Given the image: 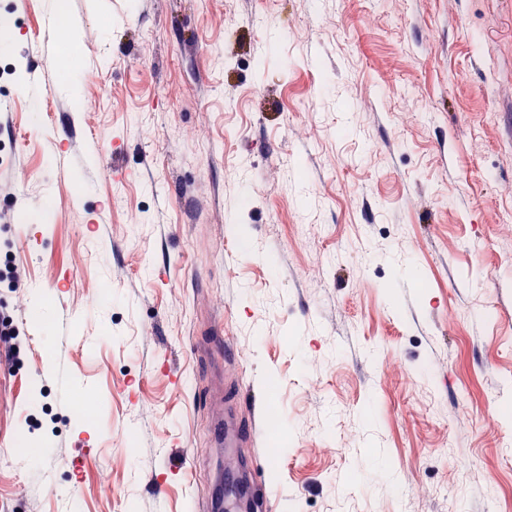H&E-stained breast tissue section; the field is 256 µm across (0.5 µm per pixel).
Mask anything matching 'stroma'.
<instances>
[{
    "label": "stroma",
    "instance_id": "1",
    "mask_svg": "<svg viewBox=\"0 0 512 512\" xmlns=\"http://www.w3.org/2000/svg\"><path fill=\"white\" fill-rule=\"evenodd\" d=\"M1 16L0 512H192L272 410L274 512H512V0Z\"/></svg>",
    "mask_w": 512,
    "mask_h": 512
}]
</instances>
